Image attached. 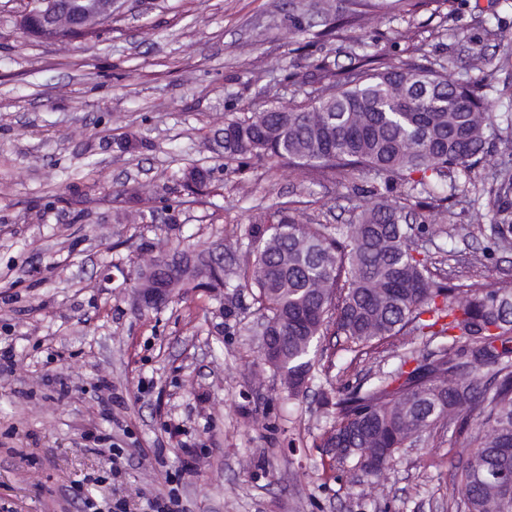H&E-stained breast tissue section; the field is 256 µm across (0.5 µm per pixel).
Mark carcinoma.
Masks as SVG:
<instances>
[{
  "mask_svg": "<svg viewBox=\"0 0 512 512\" xmlns=\"http://www.w3.org/2000/svg\"><path fill=\"white\" fill-rule=\"evenodd\" d=\"M429 2L350 0L321 35L370 10L410 14ZM357 59L305 104L224 117V157L239 167L288 161L311 175L337 176L352 196L377 198L349 224H299L281 208L265 214L248 230L235 288L252 295L258 326L277 337L276 355L263 361L294 397L314 369L315 341L330 330L354 352L406 330L448 339L408 370L406 358L388 377L339 391L320 447L336 464L378 479L383 469L365 461L368 449H383L387 465L442 422L471 447L454 474L461 498L453 512H512V497H500L512 475V287L449 282L424 247L443 227L409 221L412 211L454 198L458 173L486 162L494 169L484 191L493 244L512 247V143L491 149L512 116L485 102L499 66L477 56L474 74L452 79L430 60H387L369 43ZM211 180L209 168L182 173L191 193ZM200 254L174 287L219 283L211 251Z\"/></svg>",
  "mask_w": 512,
  "mask_h": 512,
  "instance_id": "1",
  "label": "carcinoma"
}]
</instances>
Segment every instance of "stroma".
Listing matches in <instances>:
<instances>
[{"instance_id": "obj_1", "label": "stroma", "mask_w": 512, "mask_h": 512, "mask_svg": "<svg viewBox=\"0 0 512 512\" xmlns=\"http://www.w3.org/2000/svg\"><path fill=\"white\" fill-rule=\"evenodd\" d=\"M346 6L118 0L98 36L61 40L26 35L27 0H0V352L13 360L0 372V512H88L89 496L145 512L173 487L186 512H448L459 498L453 472L469 450L445 426L375 485L338 473L319 447L344 385L438 341L399 335L355 358L322 337L317 372L292 398L258 366L250 294L185 288L158 307L133 294L161 251L203 245L234 271L273 204L301 224H345L373 205L285 162L225 169V113L307 101L361 41L391 58L451 57L462 73L471 60L456 33L480 37L476 17L512 38V0H435L323 36L327 12ZM294 20L306 33L292 35ZM192 165L212 169L206 193L184 190ZM133 198L147 215L134 224L121 218ZM480 210L459 196L430 211L445 232L428 250L449 281L512 283V248L490 250Z\"/></svg>"}]
</instances>
